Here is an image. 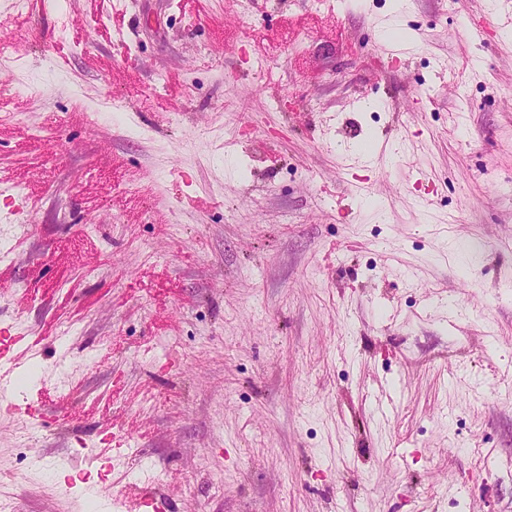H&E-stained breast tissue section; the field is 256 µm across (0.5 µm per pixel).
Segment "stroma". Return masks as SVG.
Returning a JSON list of instances; mask_svg holds the SVG:
<instances>
[{
	"label": "stroma",
	"instance_id": "stroma-1",
	"mask_svg": "<svg viewBox=\"0 0 512 512\" xmlns=\"http://www.w3.org/2000/svg\"><path fill=\"white\" fill-rule=\"evenodd\" d=\"M494 15L0 0V328L42 339L0 395L25 512L149 486L171 512H512Z\"/></svg>",
	"mask_w": 512,
	"mask_h": 512
}]
</instances>
